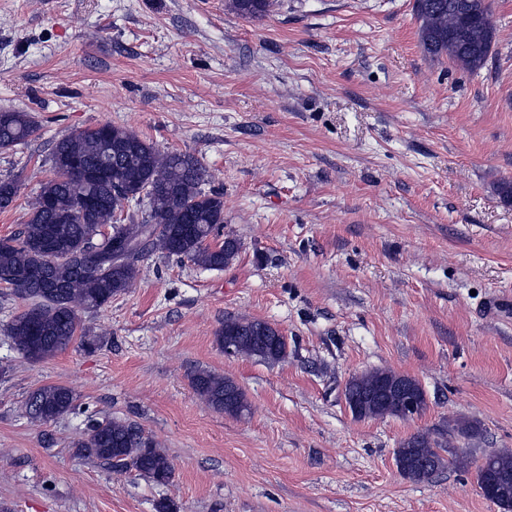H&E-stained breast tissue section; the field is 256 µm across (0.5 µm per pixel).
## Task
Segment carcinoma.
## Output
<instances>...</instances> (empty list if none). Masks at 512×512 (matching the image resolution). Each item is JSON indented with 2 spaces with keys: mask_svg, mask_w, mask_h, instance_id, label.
<instances>
[{
  "mask_svg": "<svg viewBox=\"0 0 512 512\" xmlns=\"http://www.w3.org/2000/svg\"><path fill=\"white\" fill-rule=\"evenodd\" d=\"M465 0H416L419 37L426 53L446 56L464 70L474 72L487 62L496 30L471 21L462 9ZM237 16L258 20L269 14L275 0H228ZM36 124L28 112L0 110V148L25 143ZM112 162V179L92 181L86 172L99 163ZM84 166L73 169L74 161ZM51 175L40 187L29 218L18 234L0 239V284L10 295L28 303V309L9 325L15 348L32 360L66 351L74 343L91 348L100 335L86 329L78 311H96L131 288L139 275V259L158 252L184 258L198 267L222 270L236 259L238 241L217 240L224 223V194L205 191L206 169L195 156L165 152L127 129L109 122L75 131L57 140L51 151ZM19 193L14 179H0V210L8 209ZM145 194L147 218L116 223L128 197ZM112 228L100 251H89L94 226ZM268 323L249 318H226L217 340L231 356L256 357L277 362L287 355L288 342L280 335L273 347L265 346ZM401 376L373 369L351 377L348 394L359 397L351 410L357 419L408 418L397 398L385 402L368 394L383 381ZM191 386L208 407L232 416L249 412L242 388L232 379L206 369L191 375ZM25 411L33 423L48 424L76 411L86 413L85 429L74 443L77 452L112 466L116 472L134 469L160 484L173 477L174 465L158 443L137 425L99 417L78 404V396L63 385H43L30 393ZM442 442L426 434L403 441L397 454L405 460L402 476L429 482L441 470L467 467L460 457L445 459ZM477 484L490 478L492 496L505 501L512 512V455L494 453L475 468Z\"/></svg>",
  "mask_w": 512,
  "mask_h": 512,
  "instance_id": "1",
  "label": "carcinoma"
}]
</instances>
